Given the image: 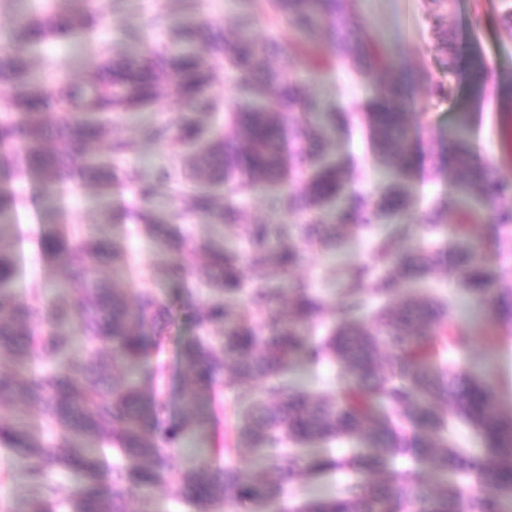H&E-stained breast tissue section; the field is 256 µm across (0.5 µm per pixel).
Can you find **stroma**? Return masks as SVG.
I'll use <instances>...</instances> for the list:
<instances>
[{"label":"stroma","instance_id":"35a3bbf8","mask_svg":"<svg viewBox=\"0 0 512 512\" xmlns=\"http://www.w3.org/2000/svg\"><path fill=\"white\" fill-rule=\"evenodd\" d=\"M346 6L365 20L373 46L390 56L392 66L365 78L357 77L337 58L328 29L312 35L311 44L320 63L316 68L297 71L296 77L309 95L332 102L350 116L348 124L326 140L325 151L337 161H355V169L345 177L347 188L372 200L378 198L389 177L371 149L370 129L361 109L381 87L398 79L408 88L407 122L418 132L412 144L417 172L402 181L409 205L398 217L383 219L369 234L360 235L351 228L342 230L341 244L334 251L326 250L315 235L302 246L298 265L285 278L306 285L326 303L322 316L307 330L311 336L323 335L333 322L342 299V271L358 262H370L373 238H385L400 251L423 250L427 242L420 222L426 211L440 210L444 223L459 218L448 135L457 120L466 121L475 155L508 185L498 206L512 208V36L504 21L506 12L512 10V0H453L445 13L439 12L432 0H347ZM159 14L173 27L209 23L227 32L246 20L261 42L287 27L269 0H120L114 11L105 12L91 36L52 41L35 50L33 67L48 86L54 85L60 75L81 80L110 46L139 55L163 44L164 34L151 25L152 18ZM474 50L489 66L494 84L479 99L470 95L467 72ZM183 109L182 102L165 91L147 110L114 120L113 136L133 144L132 151L115 160L114 165L120 170H136L142 180L157 186L158 194L151 205L154 215L161 223L178 227L189 243H211L247 253L246 241L224 225L186 215L195 186L185 178L189 157L184 150L173 142H150L139 136L141 122L174 125ZM12 188L19 200L15 289L23 296L35 289L52 295L55 283L67 277L70 267L69 262L52 259L41 249V239L51 232L55 222L52 204L48 194L40 191L36 177L13 181ZM292 189L289 183L255 187L240 201L242 223H311V215L288 216L274 208V198ZM135 201L131 186L112 195L84 186L69 193L64 206L76 235L91 232L121 247L127 262L119 273L129 288L153 289L169 306L176 323L167 338L164 359L173 367L182 347L197 334L190 316L197 299L206 298L208 289L192 278L178 280L163 275V268L174 261L175 254L124 217V209ZM468 205L482 215L475 226L479 260L492 269L512 265V239L504 238L488 218V206L474 199ZM455 250V244H444L442 251L447 259L425 284L427 291L448 299L454 324L464 328L469 337L465 349L448 352L446 359L462 371L484 376L497 391L502 413L512 415V320L495 317L488 305L466 296L454 271ZM338 373V368L328 363H311L299 356L293 360L288 376L307 391L325 397L335 394ZM246 409L234 391H225L224 411L211 425L208 438L200 443L187 441L173 449L175 470H191L214 448L231 442ZM346 479L342 472L313 473L289 487L286 500L295 504L334 495ZM31 499L22 470L0 452V512H26Z\"/></svg>","mask_w":512,"mask_h":512}]
</instances>
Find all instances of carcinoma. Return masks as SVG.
Masks as SVG:
<instances>
[{
  "label": "carcinoma",
  "instance_id": "1",
  "mask_svg": "<svg viewBox=\"0 0 512 512\" xmlns=\"http://www.w3.org/2000/svg\"><path fill=\"white\" fill-rule=\"evenodd\" d=\"M291 31L336 29V54L353 69L366 72L382 65L365 36L363 25L343 0H273ZM102 10L65 13L46 0L33 17L11 28L0 47V80L9 88L0 111L13 114L0 122V352L15 365L45 361L49 368L32 374L0 375V449L19 463L34 491L29 512H58L60 501L53 473L73 470L83 481L66 501L67 512H128L131 496L150 495L172 476L170 449L186 439L208 434L223 388H238L249 400L236 442L273 455L279 477L261 478L256 471L209 458L177 476L179 496L195 512H223L238 501L275 507L285 487L299 481L307 468L350 469L360 475L336 495L310 499L297 512H504L501 494L512 490V417L497 409L493 386L476 376L452 370L443 360L466 337L448 319V307L430 297L404 293L429 273L441 253L396 252L390 242L373 246V263H358L343 275V297L336 306V327L319 340L306 328L321 314L323 300L306 287L292 290L271 285L267 267L288 273L299 259L288 224H246L251 246L242 258L236 252L203 246L208 261L193 265L196 248L156 221L146 205L154 185L133 173L119 178L112 162L91 158L93 144L107 142L111 157L127 154L132 143L112 137V113L144 108L169 86L185 101L186 113L176 127L146 124L139 130L151 141H173L190 149L192 176L207 188L192 196L191 211L216 223L235 225L238 208L228 200L217 204L212 189L231 180L238 192L263 183L303 182L302 191L282 205L293 213L319 212L334 205L335 223L324 244L336 245L340 227L365 229L382 216L396 217L408 205L399 184L379 199L343 194L341 163L325 159V135L342 122L340 112L306 95L298 80L273 66L282 55L288 68L306 66L310 55L291 41L261 43L241 26L230 34L210 24L171 30L176 48L162 47L144 57L120 49L89 70L75 85L68 78L52 87L41 83L28 52L50 39L73 37L95 29ZM236 75L232 106L206 93L220 68ZM472 92L485 85L484 59L470 58ZM404 85L382 89L366 106L380 161L405 178L415 172L411 141L414 132L404 112ZM225 112L228 131L205 135L207 119ZM452 160L459 189L485 203L506 189L478 162L462 134L454 139ZM22 174L36 175L46 191L62 195L73 185L95 184L106 194L128 184L137 188L141 204L130 210L137 223L178 253L167 274L195 278L211 288L191 315L197 336L181 355L179 369L192 382L180 398L181 418H164L168 407L167 368L158 361L146 372L148 391L137 380L111 379L116 368L135 371L159 355L170 327V311L148 288L133 291L120 278L105 281L97 266L122 252L92 236L78 239L68 225L57 224L41 239L53 258L81 255L59 295L47 299L35 291L16 294V262L3 246L17 199L8 183ZM455 270L472 297L497 313L512 316V293L494 294L493 277L475 257V246L456 254ZM400 297L396 306L364 320L370 294ZM291 300L293 314L278 318L276 304ZM82 342L81 350L76 343ZM302 356L340 366L337 394L316 397L283 379L288 362ZM34 409L54 440L44 442L28 426L15 423L11 407ZM460 420L477 431L482 450L461 448L447 438L431 444L418 437L421 428L435 434ZM361 438L366 451L350 457L313 463L292 453L278 455L292 443ZM109 443L120 462L109 466L89 446ZM394 456H409L418 466L379 482L375 472ZM437 471L456 478L437 489L427 474ZM482 491L463 501L461 480Z\"/></svg>",
  "mask_w": 512,
  "mask_h": 512
}]
</instances>
